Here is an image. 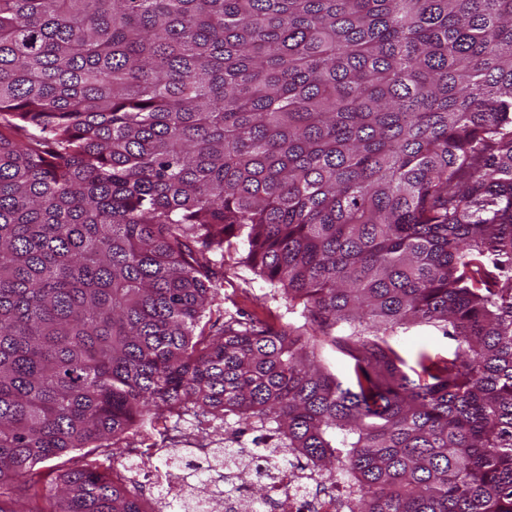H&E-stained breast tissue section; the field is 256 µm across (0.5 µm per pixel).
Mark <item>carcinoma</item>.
<instances>
[{
	"label": "carcinoma",
	"instance_id": "cac0c4a2",
	"mask_svg": "<svg viewBox=\"0 0 512 512\" xmlns=\"http://www.w3.org/2000/svg\"><path fill=\"white\" fill-rule=\"evenodd\" d=\"M238 249L303 324L216 303ZM159 408L512 512V0H0V512H144ZM394 340L410 365H414L420 352H427L434 358H447L455 347L453 340L444 336L441 331L427 326H411L406 331H400Z\"/></svg>",
	"mask_w": 512,
	"mask_h": 512
}]
</instances>
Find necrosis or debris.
<instances>
[{
  "instance_id": "necrosis-or-debris-1",
  "label": "necrosis or debris",
  "mask_w": 512,
  "mask_h": 512,
  "mask_svg": "<svg viewBox=\"0 0 512 512\" xmlns=\"http://www.w3.org/2000/svg\"><path fill=\"white\" fill-rule=\"evenodd\" d=\"M118 456L134 457V466H119L112 471L114 480L133 482L139 473L156 470L158 459H165L167 469L161 477L166 493L150 499L147 512H170L179 504L187 512H195L198 505H206L208 512H252L250 490L256 483H264L268 490L270 512H342L341 498L318 475L309 472L303 463L288 467L277 465L275 448H241L234 459L230 477L236 491L221 496L199 484L188 482L181 474L184 465L206 466L219 470L222 459L205 445L191 448H158L147 446L130 450L118 449Z\"/></svg>"
}]
</instances>
